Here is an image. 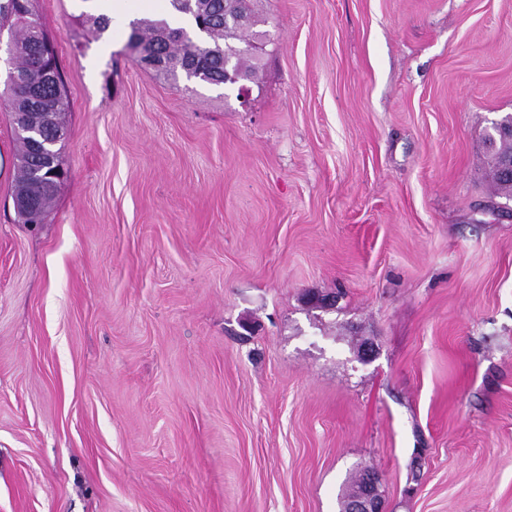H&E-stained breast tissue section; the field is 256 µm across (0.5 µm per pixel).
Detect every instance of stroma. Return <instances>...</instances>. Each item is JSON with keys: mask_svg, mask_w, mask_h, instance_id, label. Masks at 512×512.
Returning a JSON list of instances; mask_svg holds the SVG:
<instances>
[{"mask_svg": "<svg viewBox=\"0 0 512 512\" xmlns=\"http://www.w3.org/2000/svg\"><path fill=\"white\" fill-rule=\"evenodd\" d=\"M112 2H34L41 224L0 75V512H339L363 467L386 512H512V0H254L243 100L143 69ZM508 158L507 160H503ZM512 138L498 137L495 141V148L492 153L486 152L487 177L489 179L493 196L504 199L507 202L512 201V183L508 178H504L500 172L501 169L509 177H512Z\"/></svg>", "mask_w": 512, "mask_h": 512, "instance_id": "stroma-1", "label": "stroma"}]
</instances>
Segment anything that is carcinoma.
I'll return each instance as SVG.
<instances>
[{"instance_id":"obj_1","label":"carcinoma","mask_w":512,"mask_h":512,"mask_svg":"<svg viewBox=\"0 0 512 512\" xmlns=\"http://www.w3.org/2000/svg\"><path fill=\"white\" fill-rule=\"evenodd\" d=\"M224 2L226 0H169L171 13L187 18L188 26L173 27L165 19H138L131 23L129 47L137 56L163 57L166 67L159 73L166 77L176 79L185 73L214 86L224 84V50L234 49L233 65L251 79L258 64L244 51L250 40L245 38L246 31L224 23ZM29 13H34L33 0L0 2V28H9L17 53L18 81L7 86L14 132L19 143L15 188L28 187L34 193L33 207L17 212V216L23 224H40L64 183L63 142L54 146L59 172L52 173L43 168L29 136L20 129L18 116L27 110L51 112L57 124L45 131L64 129L69 101L61 73L49 75L46 72L43 42L48 36L43 30L31 27L27 19ZM504 158H512V138L509 137L496 139L494 151L486 155V165L493 196L510 202L512 181L500 172V162Z\"/></svg>"}]
</instances>
